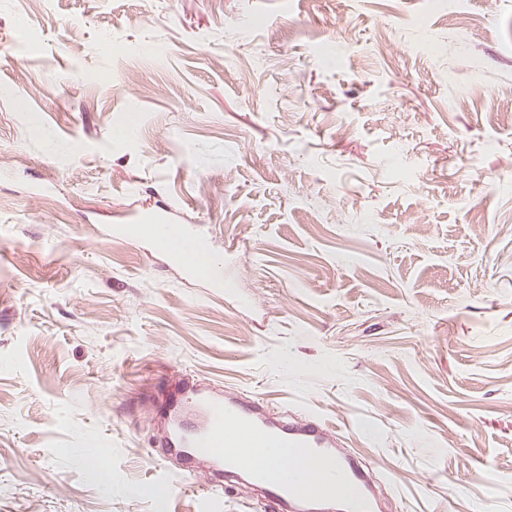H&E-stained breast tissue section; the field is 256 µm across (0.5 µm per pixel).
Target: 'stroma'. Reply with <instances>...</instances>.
<instances>
[{
	"instance_id": "1",
	"label": "stroma",
	"mask_w": 512,
	"mask_h": 512,
	"mask_svg": "<svg viewBox=\"0 0 512 512\" xmlns=\"http://www.w3.org/2000/svg\"><path fill=\"white\" fill-rule=\"evenodd\" d=\"M0 87V512H278L157 458L185 376L512 512V0H0Z\"/></svg>"
}]
</instances>
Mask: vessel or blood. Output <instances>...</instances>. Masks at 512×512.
<instances>
[{
    "label": "vessel or blood",
    "instance_id": "obj_1",
    "mask_svg": "<svg viewBox=\"0 0 512 512\" xmlns=\"http://www.w3.org/2000/svg\"><path fill=\"white\" fill-rule=\"evenodd\" d=\"M180 391L158 388L157 416L169 419L167 447L186 460L197 455L215 464L230 463L235 474L258 483L267 497L289 512H379L370 472L356 456L344 453L338 431L318 419L293 415L273 419L259 400L192 391L190 399L206 415L197 431L183 430Z\"/></svg>",
    "mask_w": 512,
    "mask_h": 512
}]
</instances>
